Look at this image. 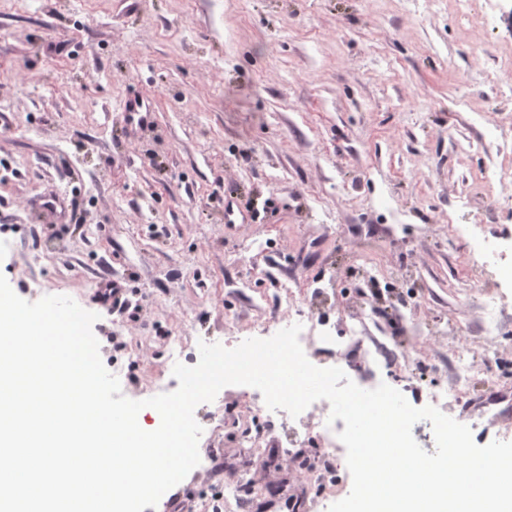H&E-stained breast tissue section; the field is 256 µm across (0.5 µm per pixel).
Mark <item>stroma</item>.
I'll use <instances>...</instances> for the list:
<instances>
[{
	"label": "stroma",
	"mask_w": 512,
	"mask_h": 512,
	"mask_svg": "<svg viewBox=\"0 0 512 512\" xmlns=\"http://www.w3.org/2000/svg\"><path fill=\"white\" fill-rule=\"evenodd\" d=\"M487 15L427 0H0V273L97 313L93 333L125 396L167 375L169 337L232 347L237 328L275 324L277 300L343 331L374 311L382 360L418 387L450 378L458 337L481 362L486 290L501 297L503 372L455 406L477 445L512 441L481 401L512 393V185L489 189L512 150V46L502 0ZM497 72V82L486 81ZM154 122L132 128L127 95ZM249 210L228 222L225 202ZM496 227V262L465 272L474 237ZM123 284L124 312L97 301ZM250 404L229 386L196 407L201 470L155 512H199L242 470L280 493L245 512H290L306 494L270 423L264 450L237 443Z\"/></svg>",
	"instance_id": "35a3bbf8"
}]
</instances>
